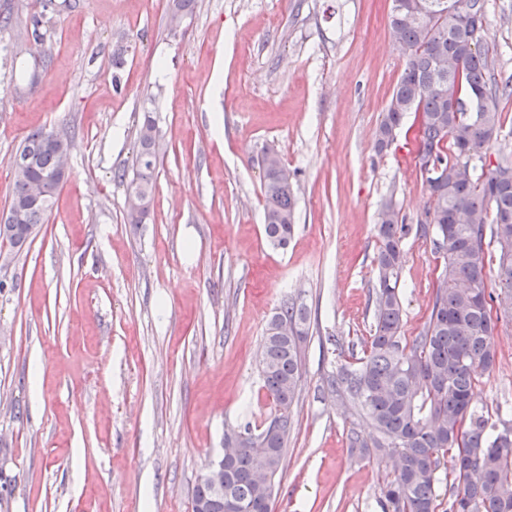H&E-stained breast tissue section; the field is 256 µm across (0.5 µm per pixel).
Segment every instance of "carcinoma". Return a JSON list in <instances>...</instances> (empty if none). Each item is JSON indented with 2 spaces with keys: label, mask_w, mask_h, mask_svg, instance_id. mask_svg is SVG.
Segmentation results:
<instances>
[{
  "label": "carcinoma",
  "mask_w": 512,
  "mask_h": 512,
  "mask_svg": "<svg viewBox=\"0 0 512 512\" xmlns=\"http://www.w3.org/2000/svg\"><path fill=\"white\" fill-rule=\"evenodd\" d=\"M389 28L405 57L377 130L388 147L409 115L423 119L417 156L431 198L428 219L408 224L393 202L379 213L373 326L363 356L340 363L326 376L339 402L368 418L375 433L352 428L349 444L365 455L392 460L382 482L383 512H437L436 473L450 457L448 512H512V420L493 418L473 402V388L494 362L488 337L496 328L493 303L512 314V156L486 164L484 149L497 137L498 101L512 82L498 81L486 52L484 31L448 19L486 16V0H392ZM477 41L476 48L469 43ZM157 131L144 115L129 186L141 189L149 214L155 189ZM49 132L27 134L19 150L28 158L26 175H13L9 208L22 213L17 224H1L0 237L23 248L24 230L43 223L59 185L29 201L33 181L50 177L57 150ZM264 233L276 247L288 245L295 224L293 180L280 153L264 150ZM431 243L444 259L430 314L419 336L401 338L404 309L400 278L409 236ZM495 272L499 293L486 291ZM310 311L293 297L270 318L259 372L277 413L258 434L245 425V438L227 435L231 454L224 462L221 489L203 482L192 506L210 512H270L275 478L284 470L291 409L302 377V343Z\"/></svg>",
  "instance_id": "cac0c4a2"
}]
</instances>
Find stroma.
Here are the masks:
<instances>
[{"mask_svg":"<svg viewBox=\"0 0 512 512\" xmlns=\"http://www.w3.org/2000/svg\"><path fill=\"white\" fill-rule=\"evenodd\" d=\"M392 0H0V213L11 157L37 128L69 143V176L21 252L0 259V512H192L225 434L273 410L258 359L285 297L311 312L295 426L272 512H382L386 464L347 440L367 422L324 384L373 323L378 213L430 197L417 143L376 132L405 60ZM41 17L42 41L31 20ZM483 48L512 77V0H487ZM158 132L148 217L126 188L144 113ZM294 174L286 248L263 231L258 158ZM402 334L444 266L405 243ZM477 404L512 413V317Z\"/></svg>","mask_w":512,"mask_h":512,"instance_id":"1","label":"stroma"}]
</instances>
